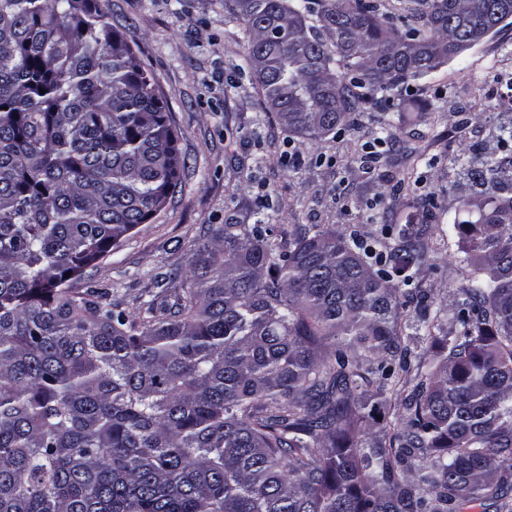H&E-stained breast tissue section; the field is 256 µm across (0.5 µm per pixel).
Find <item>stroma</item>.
Returning a JSON list of instances; mask_svg holds the SVG:
<instances>
[{"mask_svg": "<svg viewBox=\"0 0 512 512\" xmlns=\"http://www.w3.org/2000/svg\"><path fill=\"white\" fill-rule=\"evenodd\" d=\"M114 30L132 36L178 132L185 166L164 207L94 267L89 281L138 311L163 300L166 278L185 275L212 226L251 224L265 214L268 238L294 224H333L365 238L386 224L426 225L425 262L411 288L432 308L455 312L469 270L457 261L473 188L464 165L481 149L512 156L497 128L512 121V25L448 60L388 111L359 113L352 126L311 141L284 131L237 66L243 27L224 20V0H99ZM388 121L395 140L381 137Z\"/></svg>", "mask_w": 512, "mask_h": 512, "instance_id": "stroma-1", "label": "stroma"}]
</instances>
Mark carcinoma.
I'll list each match as a JSON object with an SVG mask.
<instances>
[{
    "label": "carcinoma",
    "mask_w": 512,
    "mask_h": 512,
    "mask_svg": "<svg viewBox=\"0 0 512 512\" xmlns=\"http://www.w3.org/2000/svg\"><path fill=\"white\" fill-rule=\"evenodd\" d=\"M413 3L406 31L370 0L224 17L264 111L318 140L512 19V0ZM177 142L96 0H0V512H512V181L457 201L479 218L451 318L404 315L410 224H224L173 302L133 315L75 284L174 193Z\"/></svg>",
    "instance_id": "carcinoma-1"
}]
</instances>
